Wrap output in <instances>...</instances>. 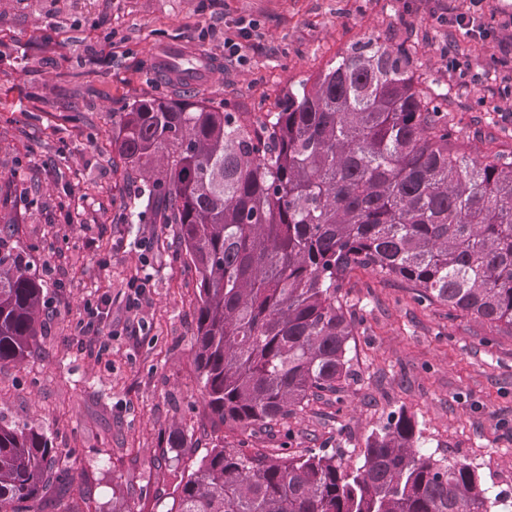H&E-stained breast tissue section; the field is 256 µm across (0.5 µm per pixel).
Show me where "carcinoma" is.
I'll use <instances>...</instances> for the list:
<instances>
[{"label": "carcinoma", "mask_w": 512, "mask_h": 512, "mask_svg": "<svg viewBox=\"0 0 512 512\" xmlns=\"http://www.w3.org/2000/svg\"><path fill=\"white\" fill-rule=\"evenodd\" d=\"M112 146L143 180L130 223L162 224L193 272L194 361L213 425L286 424L351 376L346 276L369 269L512 334V159L466 151L448 94L411 48L369 38L290 86L275 112L136 99L112 113ZM0 229V365L22 362L43 327L42 284ZM176 427L168 448H189ZM166 512H494L468 464L421 451L405 412L363 459L268 456L215 446L181 468ZM73 483L47 434L0 418V512H43Z\"/></svg>", "instance_id": "1"}]
</instances>
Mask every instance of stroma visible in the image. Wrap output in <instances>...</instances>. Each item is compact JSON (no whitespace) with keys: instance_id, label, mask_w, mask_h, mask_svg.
I'll use <instances>...</instances> for the list:
<instances>
[{"instance_id":"35a3bbf8","label":"stroma","mask_w":512,"mask_h":512,"mask_svg":"<svg viewBox=\"0 0 512 512\" xmlns=\"http://www.w3.org/2000/svg\"><path fill=\"white\" fill-rule=\"evenodd\" d=\"M470 9L471 0H0V225L12 224L48 310L31 354L0 366V416L75 452L79 512H161L172 456L187 468L219 443L339 449L356 461L399 411L417 422L425 453L477 467L512 512L511 333L417 303L405 282L359 268L342 290L355 317L353 378L273 432L214 427L194 363L192 275L162 225L128 223L137 188L112 167L113 113L187 92L155 71L170 50L214 62L195 100L271 112L289 85L370 38L415 49L474 155L511 157L512 0H484L496 31L484 41L448 22ZM242 20L254 29L239 58H225ZM104 295L102 352L79 324ZM176 424L193 442L177 454L164 446Z\"/></svg>"}]
</instances>
